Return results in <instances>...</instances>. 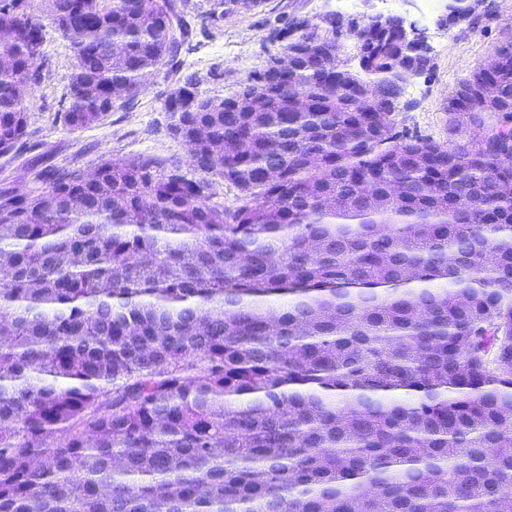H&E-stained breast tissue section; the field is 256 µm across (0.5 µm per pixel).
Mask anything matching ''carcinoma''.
<instances>
[{
	"label": "carcinoma",
	"instance_id": "cac0c4a2",
	"mask_svg": "<svg viewBox=\"0 0 512 512\" xmlns=\"http://www.w3.org/2000/svg\"><path fill=\"white\" fill-rule=\"evenodd\" d=\"M0 0V154L51 24L70 130L174 72L173 0ZM278 31L288 70L179 100L186 158L0 187V512H503L512 499V39L397 129L434 59L401 19ZM301 95L308 107L295 108ZM234 202L214 200L220 189ZM289 298L274 311L268 298Z\"/></svg>",
	"mask_w": 512,
	"mask_h": 512
}]
</instances>
